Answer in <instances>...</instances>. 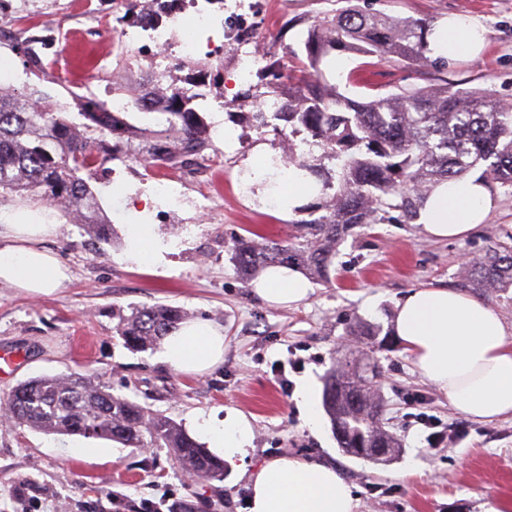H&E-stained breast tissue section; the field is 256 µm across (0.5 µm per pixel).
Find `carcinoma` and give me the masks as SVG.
<instances>
[{
	"mask_svg": "<svg viewBox=\"0 0 512 512\" xmlns=\"http://www.w3.org/2000/svg\"><path fill=\"white\" fill-rule=\"evenodd\" d=\"M428 23L363 13L348 6L308 30V66L290 77L288 95L274 94L278 109H258L260 126L285 121L290 135L307 132L318 156L297 154L288 144V163L317 179L321 194L335 188L320 207L323 214L296 222L286 240L239 239L232 260L244 278L270 264L294 266L317 280L332 282L336 244L363 224H377L386 197L400 199L408 218L417 214L424 194L442 181L460 180L476 167L487 185L512 186V104L479 90L453 86L409 87L384 96L361 98L328 83L321 65L332 51L395 56L410 67L431 63ZM196 95L172 94L162 106L163 128L138 147L112 142L119 113L87 105L86 122L76 124L64 112L47 109L32 93L0 95V196L61 202L65 216L108 239L111 223L98 196L80 173L129 153L145 163L176 167L184 158L211 146L210 133L193 107ZM336 161V184L322 178V160ZM471 286L492 293L512 288V246L496 243L465 268ZM186 320L182 310L165 304L120 316L118 335L140 350L158 345ZM371 379L338 363L323 392L334 431L347 448L395 447L382 427L381 405ZM4 409L23 429L56 435L108 439L125 448H169L178 468L210 481L224 478V462L212 456L181 426L150 408L77 372L42 375L18 384Z\"/></svg>",
	"mask_w": 512,
	"mask_h": 512,
	"instance_id": "cac0c4a2",
	"label": "carcinoma"
}]
</instances>
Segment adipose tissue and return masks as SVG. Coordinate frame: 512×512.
Returning <instances> with one entry per match:
<instances>
[{"mask_svg": "<svg viewBox=\"0 0 512 512\" xmlns=\"http://www.w3.org/2000/svg\"><path fill=\"white\" fill-rule=\"evenodd\" d=\"M428 55L455 60L477 55L478 26L458 17L433 26ZM493 206L488 187L476 177L446 181L422 200L417 225L439 240L460 239L484 220ZM51 225L10 223L0 233V280L32 295L65 287L68 268L39 246ZM127 258L157 262L175 245L151 225L128 227ZM254 291L276 305L306 299L310 283L283 264L269 266L253 281ZM393 335L419 374L435 385L467 418L487 422L512 417V336L499 314L476 296L446 288H416L396 305ZM161 360L176 371L202 375L224 359V330L207 320L184 323L165 336ZM213 453L228 463L243 459L252 445L248 417L228 411L222 424L204 415L193 419ZM248 512H356L358 502L335 469L299 456L275 458L251 475Z\"/></svg>", "mask_w": 512, "mask_h": 512, "instance_id": "1", "label": "adipose tissue"}]
</instances>
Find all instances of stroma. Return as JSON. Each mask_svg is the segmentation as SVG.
Masks as SVG:
<instances>
[{"label": "stroma", "mask_w": 512, "mask_h": 512, "mask_svg": "<svg viewBox=\"0 0 512 512\" xmlns=\"http://www.w3.org/2000/svg\"><path fill=\"white\" fill-rule=\"evenodd\" d=\"M45 28L63 23L79 37L74 54L55 51L48 70L17 55L21 37L0 40V57H11L14 87L38 91L52 107L77 115L79 96L102 104L130 103L123 119L129 137L158 129L161 116L133 107L154 95L158 50L142 40L113 49L123 27L100 28L71 15L74 0H34ZM223 0V9L197 33L195 56L179 51L181 21L169 20L167 83H196L204 94L198 110L207 125L223 123L231 139L214 140L206 154L213 165L191 161L173 171L179 199L169 206L150 194L157 170L127 158L107 162L89 184L111 220L102 241L82 225L57 214L44 246L68 267L65 288L31 296L0 282V353L13 356V370L0 377V399L19 383L40 375L86 373L112 390L148 406L196 435V414L223 419L230 410L252 421L253 441L243 462L224 468L223 480H187L169 449L125 448L106 439L60 436L18 428L0 418V512H123L188 504L192 512H247L249 477L269 460L300 455L330 466L359 499L358 512H512V419L475 422L457 411L436 386L416 372L400 346L369 351L349 336L350 325L371 323L391 331L396 303L421 287L463 290L462 270L495 241L512 234V187L494 186V208L483 224L460 240L428 238L415 221L383 208L382 223L366 224L336 247L333 281L312 283L308 297L293 306L271 305L242 280L232 262L236 238L258 233L288 236L293 217L266 204V190L243 183L262 157H284L288 140L273 128H256L252 96L272 93L278 79L306 60L310 26L335 14L345 0ZM365 12L437 22L457 14L485 29L478 58L445 65L406 68L398 59L374 63L356 54L331 53L323 68L330 84L350 93L375 96L411 86L448 83L484 90L512 103V0H354ZM250 23L259 52L257 66L277 61L276 76L253 86L240 83L236 49L225 37ZM358 74L353 83L349 74ZM153 225L175 241L164 266L126 258L127 227ZM168 304L191 319L224 329V359L211 372L190 375L159 358L158 349L127 348L116 333L118 317L137 307ZM374 359L373 389L383 404V426L398 442L388 464L346 456L330 419L319 430L305 425L294 400L301 380L322 395L337 361ZM438 420L442 434L428 441L424 416Z\"/></svg>", "instance_id": "35a3bbf8"}]
</instances>
